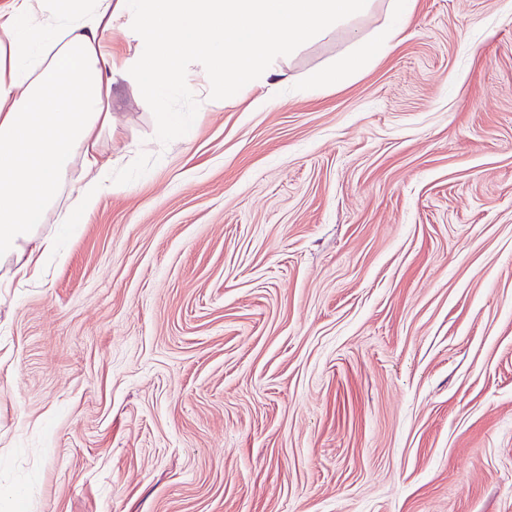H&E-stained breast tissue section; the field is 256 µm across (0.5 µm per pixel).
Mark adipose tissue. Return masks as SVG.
Here are the masks:
<instances>
[{
    "mask_svg": "<svg viewBox=\"0 0 512 512\" xmlns=\"http://www.w3.org/2000/svg\"><path fill=\"white\" fill-rule=\"evenodd\" d=\"M412 0H389L397 21L356 44L349 59L309 75L315 90L348 83L366 54L393 49ZM375 0H6L0 6V268L37 277L53 251L41 230L58 207L67 172L81 160L83 178L71 222L115 191L102 141L112 131V92L131 80L156 104L174 89L213 97L249 84L267 104V89L287 83L284 69L332 32L356 31ZM129 30L127 53L112 30Z\"/></svg>",
    "mask_w": 512,
    "mask_h": 512,
    "instance_id": "obj_1",
    "label": "adipose tissue"
}]
</instances>
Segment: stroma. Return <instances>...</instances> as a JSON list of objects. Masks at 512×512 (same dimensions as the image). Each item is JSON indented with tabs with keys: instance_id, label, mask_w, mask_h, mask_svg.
Masks as SVG:
<instances>
[{
	"instance_id": "1",
	"label": "stroma",
	"mask_w": 512,
	"mask_h": 512,
	"mask_svg": "<svg viewBox=\"0 0 512 512\" xmlns=\"http://www.w3.org/2000/svg\"><path fill=\"white\" fill-rule=\"evenodd\" d=\"M348 43L115 86L121 192L0 290V512H512V0L307 90Z\"/></svg>"
}]
</instances>
